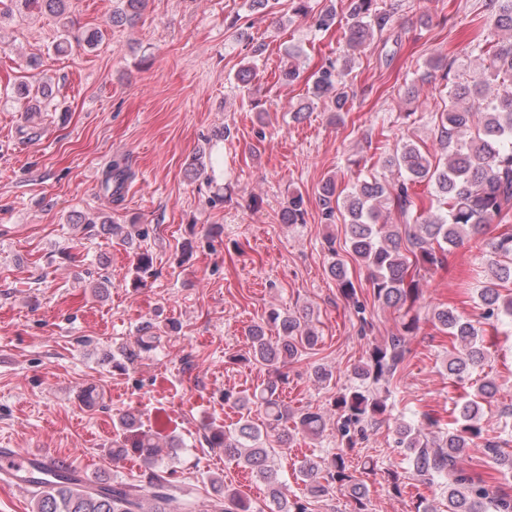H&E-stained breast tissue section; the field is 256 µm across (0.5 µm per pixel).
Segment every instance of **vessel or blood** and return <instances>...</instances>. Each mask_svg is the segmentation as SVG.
I'll return each instance as SVG.
<instances>
[{
	"label": "vessel or blood",
	"instance_id": "1",
	"mask_svg": "<svg viewBox=\"0 0 512 512\" xmlns=\"http://www.w3.org/2000/svg\"><path fill=\"white\" fill-rule=\"evenodd\" d=\"M49 481L71 475L83 479L84 472L45 450L19 452L15 448H0V477L12 481L16 488L29 489L30 476Z\"/></svg>",
	"mask_w": 512,
	"mask_h": 512
}]
</instances>
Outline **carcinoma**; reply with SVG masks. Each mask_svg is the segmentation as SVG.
<instances>
[{
  "label": "carcinoma",
  "instance_id": "1",
  "mask_svg": "<svg viewBox=\"0 0 512 512\" xmlns=\"http://www.w3.org/2000/svg\"><path fill=\"white\" fill-rule=\"evenodd\" d=\"M13 2L30 15L49 14L61 22L64 38L55 47L59 53L65 52L73 41L86 49L98 44L97 28L70 36L73 21L68 15L69 0ZM120 2L121 7L109 19L114 25L134 23L145 7V0ZM290 5L295 16L310 18L318 30L328 31L336 23L333 7L315 13L310 0H290ZM348 15L344 38L352 50L374 34L388 31L391 20L389 12L376 8V0H350ZM481 27L485 39L477 44V49L486 59L483 73L500 80L499 88L489 93L484 79L448 86V109L436 113L435 119L440 155L424 153L408 140L382 160L384 167L400 173L397 183L389 185L375 177L362 179L342 197L336 192L335 181L328 178L318 190L326 221L333 222L336 212L344 211L350 255L367 268L374 299L403 311L398 333L369 348L365 359L354 367L360 384L334 400L343 449L327 461H301L295 472L305 485V492L291 499L287 486L270 464L274 449L265 447V439L273 437L286 446L300 433L318 437L324 431L323 416L310 410L301 412L293 418V428L289 429L285 426L289 414L278 400L274 384H263L252 394L236 398L226 393L224 400L241 411L237 428L228 432L213 428L206 442L211 448L224 449V455L262 480L267 486V500L255 510L240 491L226 486L224 494L213 500L212 512H309L308 499L330 500L337 489L348 493L355 503L354 512H366L368 487L350 472L345 449L354 447L356 437L364 436L367 427L387 413V397L381 395L380 388L394 378L405 358L406 338L419 328L420 316L413 312V305L422 292L421 281L425 274L442 266L448 252L461 246L465 237L484 233L490 224L507 219L512 212V0H488ZM345 76L346 68L332 61L318 68L310 76L312 98L326 102L332 112L349 111ZM14 93L19 111L26 113L40 111L41 105L52 97L50 84L42 80L21 82ZM133 177L129 166L115 162L106 169L101 186L104 193L118 202ZM421 182H428L435 189L434 214L425 213L415 204L414 186ZM389 210L397 212L400 223L380 222L383 212ZM305 215L302 193L288 196L280 220L285 224H303ZM100 224L107 226L124 245L132 246L133 237L144 238L149 234L147 229L110 224L106 217L100 218ZM488 246V274L479 293L480 318L494 329L501 317H512V293L503 296L498 290L503 283L512 284V233L499 234ZM153 263L149 250L135 251L134 286L144 284L145 278L152 275ZM330 273L355 312L364 313L365 307L345 263L333 261ZM269 320L277 329V341H270L262 326L250 331L251 359L257 363L271 365L293 360L302 350H311L318 344L317 334L302 316L273 311ZM432 322L453 342V351L448 355V376L458 381L466 379L487 353L479 329L473 320L449 307L435 310ZM157 339L156 326L145 322L137 336L138 352L125 351L124 358L136 360L141 353L152 350ZM494 391L492 380L483 381L474 393L466 396L459 415L446 432L430 431L438 425V420L430 415L423 416L420 428L405 424L396 429L397 444L407 450L414 473L424 480H445L446 510L427 506L422 512H512L511 492L500 487L492 491L485 481L475 480L459 468L461 458L481 453L512 472V455L502 449L501 441L486 437L481 424L484 404ZM253 405L264 409L265 418L260 426L249 419ZM119 424L122 434L113 441L114 454L131 448L148 467L164 462L161 446L153 435L139 430L132 417L121 418ZM30 490L35 512H194L192 492L177 491L158 475L136 486L119 480L87 487L75 484V479L69 477L55 482L33 479Z\"/></svg>",
  "mask_w": 512,
  "mask_h": 512
}]
</instances>
